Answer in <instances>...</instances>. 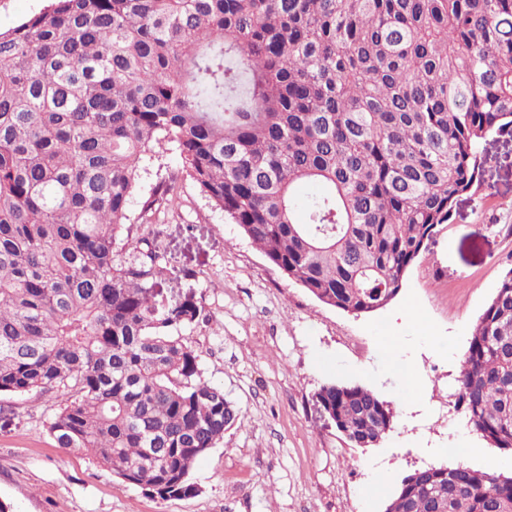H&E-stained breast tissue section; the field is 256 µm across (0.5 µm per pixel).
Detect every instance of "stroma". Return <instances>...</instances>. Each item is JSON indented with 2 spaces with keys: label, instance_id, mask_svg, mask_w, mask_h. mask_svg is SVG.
<instances>
[{
  "label": "stroma",
  "instance_id": "35a3bbf8",
  "mask_svg": "<svg viewBox=\"0 0 512 512\" xmlns=\"http://www.w3.org/2000/svg\"><path fill=\"white\" fill-rule=\"evenodd\" d=\"M479 160L481 185L459 198L396 299L358 314L322 304L270 265L199 193L178 153L145 160L129 203L133 232L173 268L169 290L201 297L210 320L188 336L237 420L194 465L198 493L162 500L56 446L46 424L64 391L1 393L0 501L13 512H384L418 468L511 474L512 452L471 431L455 398L473 329L512 269V137L488 135ZM170 177L166 203L139 223L143 198ZM407 305L419 320L400 318ZM406 369L420 387L412 402L402 399ZM331 381L391 403L393 425L378 446H351L320 419L315 394Z\"/></svg>",
  "mask_w": 512,
  "mask_h": 512
}]
</instances>
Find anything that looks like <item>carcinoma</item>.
Returning <instances> with one entry per match:
<instances>
[{
	"label": "carcinoma",
	"mask_w": 512,
	"mask_h": 512,
	"mask_svg": "<svg viewBox=\"0 0 512 512\" xmlns=\"http://www.w3.org/2000/svg\"><path fill=\"white\" fill-rule=\"evenodd\" d=\"M491 133L512 136V0H48L0 32V393L67 388L57 447L162 500L195 494L238 410L181 335L205 306L167 294L174 270L133 236L143 160L178 152L270 264L362 313L481 184ZM302 183L322 192L299 221ZM455 395L512 449V269ZM317 396L352 445L394 419L361 385ZM451 472L409 479L393 512H512V476Z\"/></svg>",
	"instance_id": "carcinoma-1"
}]
</instances>
